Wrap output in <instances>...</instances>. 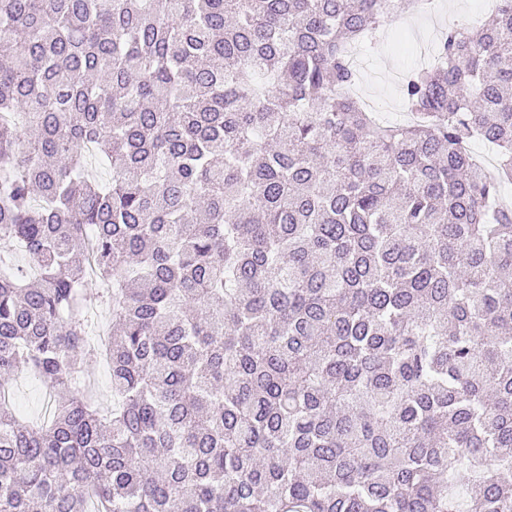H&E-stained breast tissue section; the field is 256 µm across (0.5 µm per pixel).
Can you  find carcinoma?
<instances>
[{
  "mask_svg": "<svg viewBox=\"0 0 512 512\" xmlns=\"http://www.w3.org/2000/svg\"><path fill=\"white\" fill-rule=\"evenodd\" d=\"M388 20L0 0V239L36 269L0 268V395L55 405L0 399V512H512V0L442 33L406 125L348 93ZM110 376V367L106 361H100L99 358L87 360L85 377L95 387L96 398L105 406L112 404ZM12 408L34 422H47L54 411L48 404L46 388L32 373L23 372L14 377Z\"/></svg>",
  "mask_w": 512,
  "mask_h": 512,
  "instance_id": "1",
  "label": "carcinoma"
}]
</instances>
